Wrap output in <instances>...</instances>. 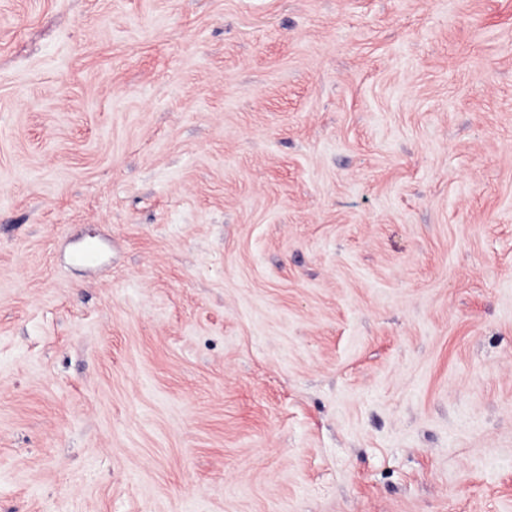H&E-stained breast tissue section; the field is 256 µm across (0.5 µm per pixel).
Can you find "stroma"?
<instances>
[{
  "mask_svg": "<svg viewBox=\"0 0 512 512\" xmlns=\"http://www.w3.org/2000/svg\"><path fill=\"white\" fill-rule=\"evenodd\" d=\"M0 512H512V0H0Z\"/></svg>",
  "mask_w": 512,
  "mask_h": 512,
  "instance_id": "obj_1",
  "label": "stroma"
}]
</instances>
